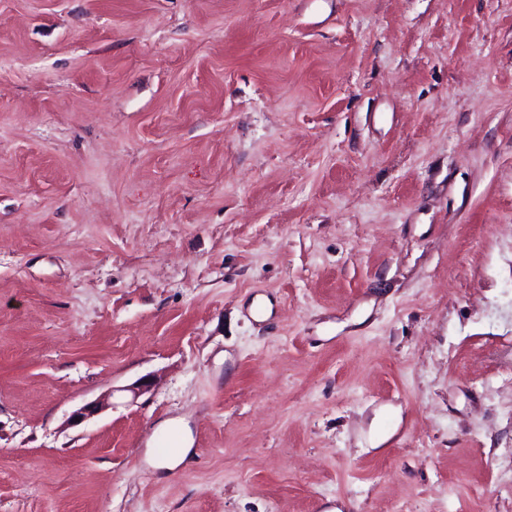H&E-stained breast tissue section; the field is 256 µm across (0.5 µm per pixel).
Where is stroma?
I'll return each mask as SVG.
<instances>
[{"label":"stroma","instance_id":"1","mask_svg":"<svg viewBox=\"0 0 512 512\" xmlns=\"http://www.w3.org/2000/svg\"><path fill=\"white\" fill-rule=\"evenodd\" d=\"M0 512H512V0H0Z\"/></svg>","mask_w":512,"mask_h":512}]
</instances>
